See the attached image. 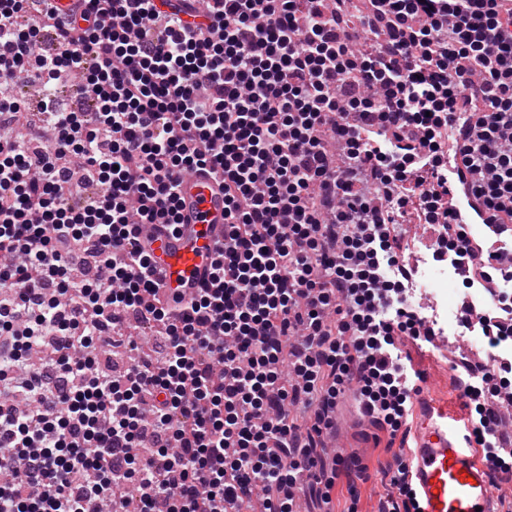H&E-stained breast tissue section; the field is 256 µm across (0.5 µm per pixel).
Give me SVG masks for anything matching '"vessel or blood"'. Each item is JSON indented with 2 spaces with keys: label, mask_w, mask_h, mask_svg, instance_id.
Listing matches in <instances>:
<instances>
[{
  "label": "vessel or blood",
  "mask_w": 512,
  "mask_h": 512,
  "mask_svg": "<svg viewBox=\"0 0 512 512\" xmlns=\"http://www.w3.org/2000/svg\"><path fill=\"white\" fill-rule=\"evenodd\" d=\"M178 224L141 227L162 297L190 298L212 280L224 240V187L209 172L185 173L177 190ZM419 425L407 462L420 512H497L492 471L481 461L459 419L416 394Z\"/></svg>",
  "instance_id": "obj_1"
}]
</instances>
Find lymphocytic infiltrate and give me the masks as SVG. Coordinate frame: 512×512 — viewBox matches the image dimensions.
<instances>
[{"mask_svg":"<svg viewBox=\"0 0 512 512\" xmlns=\"http://www.w3.org/2000/svg\"><path fill=\"white\" fill-rule=\"evenodd\" d=\"M367 2L215 0L201 40L183 0H0V512H300L299 489L327 504L366 475L322 457L346 390L406 431L396 341L424 324L399 305L396 225L441 226L468 284L512 280V8ZM65 71L96 111L49 96L50 145L14 138V82ZM194 168L224 182L221 285L175 313L137 226L176 224ZM75 244L92 281L70 277ZM124 344L132 364L100 369ZM496 369L461 393L493 464Z\"/></svg>","mask_w":512,"mask_h":512,"instance_id":"f902f5d3","label":"lymphocytic infiltrate"}]
</instances>
